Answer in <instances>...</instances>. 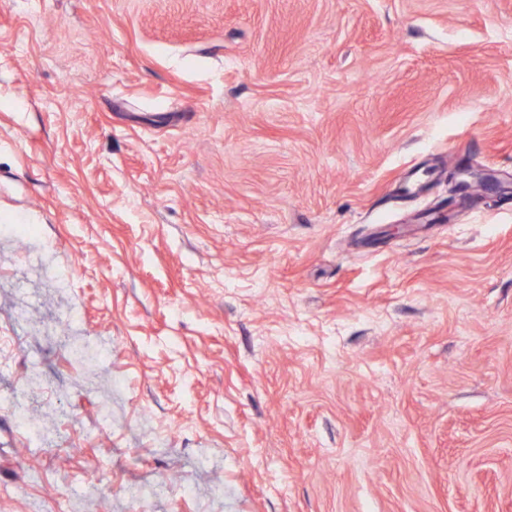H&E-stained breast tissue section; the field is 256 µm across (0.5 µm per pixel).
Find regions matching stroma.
<instances>
[{"instance_id":"obj_1","label":"stroma","mask_w":512,"mask_h":512,"mask_svg":"<svg viewBox=\"0 0 512 512\" xmlns=\"http://www.w3.org/2000/svg\"><path fill=\"white\" fill-rule=\"evenodd\" d=\"M62 499L512 512V0H0V512Z\"/></svg>"}]
</instances>
